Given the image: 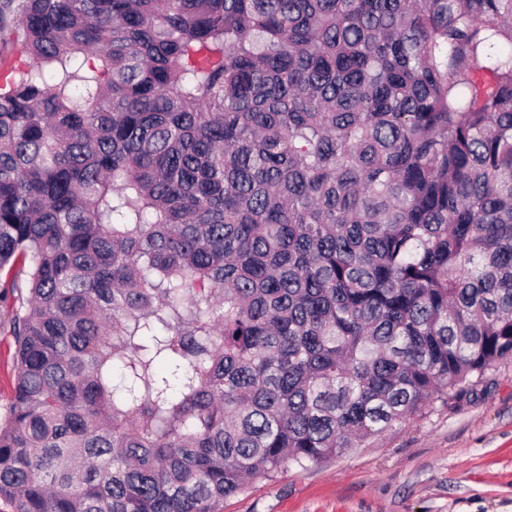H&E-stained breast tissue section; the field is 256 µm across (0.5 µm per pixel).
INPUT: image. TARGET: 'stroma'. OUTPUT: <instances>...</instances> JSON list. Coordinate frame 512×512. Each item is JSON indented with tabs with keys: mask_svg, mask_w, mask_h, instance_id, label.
<instances>
[{
	"mask_svg": "<svg viewBox=\"0 0 512 512\" xmlns=\"http://www.w3.org/2000/svg\"><path fill=\"white\" fill-rule=\"evenodd\" d=\"M224 512H512V359L470 401L434 403L369 446L252 481Z\"/></svg>",
	"mask_w": 512,
	"mask_h": 512,
	"instance_id": "1",
	"label": "stroma"
}]
</instances>
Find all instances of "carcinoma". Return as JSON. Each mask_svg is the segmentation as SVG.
I'll return each mask as SVG.
<instances>
[{"label":"carcinoma","instance_id":"1","mask_svg":"<svg viewBox=\"0 0 512 512\" xmlns=\"http://www.w3.org/2000/svg\"><path fill=\"white\" fill-rule=\"evenodd\" d=\"M10 512H223L512 358V0H0Z\"/></svg>","mask_w":512,"mask_h":512}]
</instances>
